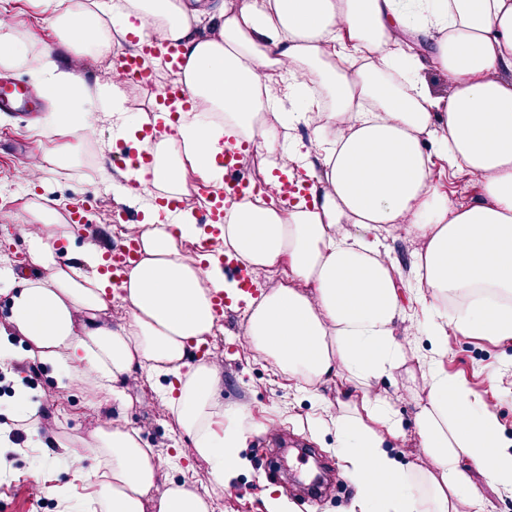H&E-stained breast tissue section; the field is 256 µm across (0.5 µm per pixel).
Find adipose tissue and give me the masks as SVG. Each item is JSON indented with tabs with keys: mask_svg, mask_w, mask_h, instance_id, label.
Masks as SVG:
<instances>
[{
	"mask_svg": "<svg viewBox=\"0 0 512 512\" xmlns=\"http://www.w3.org/2000/svg\"><path fill=\"white\" fill-rule=\"evenodd\" d=\"M42 5L51 27L85 33L98 55L109 54L113 37H97L95 19L71 0ZM203 15L214 21L211 32L195 28ZM112 29L113 36L178 42L184 65L175 81L197 113L154 145L153 169L136 176L142 192L187 198L189 175L220 178L216 160L228 136L261 160L280 154L310 171L285 135L296 122L310 130L323 170L308 198L283 211L255 196L232 212L223 237L256 271L283 262L290 269L292 284L252 307L245 340L284 375L333 380L349 396L350 413L333 424L357 487L351 512H487L472 475L512 486V440L501 438L497 417L440 364L426 366V397L415 415L426 466L403 467L383 447L378 428L395 436L398 422L370 382L400 364L402 309L391 259L350 227L406 224L426 239L415 273L432 300L427 331L436 349L452 328L512 340V0H113ZM424 41L431 45L425 58L418 52ZM427 65L447 74L451 95L433 94L422 75ZM42 72L46 96L61 99L70 88L110 97L113 111L123 110L120 75L89 88L48 55ZM286 99L298 112L279 114ZM97 121L91 110L56 112L45 131L80 145L95 138ZM433 148L476 179L478 197L461 204L440 191ZM34 211L36 220L16 230L29 263L51 277L0 270L11 293L10 326L30 342L28 357L59 384L86 381L92 399L120 405L119 386L134 371L168 376L164 405L223 487L239 465L246 414L214 398L220 360L189 362L188 349L214 328L212 294L238 295L237 283L185 255L168 217L155 211L129 225L142 258L111 285L96 243L72 250L59 212L43 204ZM298 280L306 290L295 288ZM116 297L127 307L125 321L99 322ZM91 455L98 460L91 499L103 512H210L206 497L184 484L154 495L159 456L136 431L103 427L97 446L70 451L66 465L83 474ZM421 476L430 488L419 496Z\"/></svg>",
	"mask_w": 512,
	"mask_h": 512,
	"instance_id": "obj_1",
	"label": "adipose tissue"
}]
</instances>
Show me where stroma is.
Masks as SVG:
<instances>
[{
  "label": "stroma",
  "mask_w": 512,
  "mask_h": 512,
  "mask_svg": "<svg viewBox=\"0 0 512 512\" xmlns=\"http://www.w3.org/2000/svg\"><path fill=\"white\" fill-rule=\"evenodd\" d=\"M8 8L16 36L28 45L31 62L15 69H0V79L22 81L33 95L28 111L0 112V268L18 269L26 261V246L11 226L26 217L28 206L36 198H44L64 214L77 202H87L85 225L73 230L72 246L76 249L98 232L120 242L116 211L141 220L158 205V198L128 188L120 161L129 130H142L152 121L158 94L170 84L172 76L162 66L154 71L153 87L126 85L125 101L132 106L127 113L128 130L118 129L110 113H101L97 136L85 143L68 164H61L65 137H46L39 127L57 106L79 112L86 104L67 100L59 105L37 97L41 73L35 59L48 50L57 49L67 56L72 50L64 35L43 23L38 0H9ZM34 157L41 158L46 169L44 182L38 187L31 186L25 177ZM374 236L380 251L397 269L399 300L406 312L405 319L397 323V333L414 340L397 370L371 382L372 390L391 404L401 425L399 436L383 434V446L407 466L423 458L411 394L420 391L421 365L433 356L420 300L422 291L416 286L414 270L425 241L403 224L386 225ZM248 315L247 306H233L218 320L213 335L205 339L222 358L223 375L216 398L223 407L242 408L247 414L249 433L237 451L241 464L228 478L226 488L214 487L208 465L194 453L191 436L174 414L160 408L167 378L134 372L123 384L131 405L121 410L113 402L92 403L82 384L59 388L50 369L42 367L33 374L16 368L10 375L0 374V424L9 423L13 413L15 383L31 388L34 399L44 401L49 410L40 434L53 461L40 464L39 452L27 448L12 452L0 471V512H63L58 499L50 495V488H60L75 498L83 495L84 488L59 462V455L64 449L94 443L99 428L108 423L137 429L143 447L157 451L162 464L157 492H164L174 483H192L199 492L209 493L210 512H270L275 499L282 500L286 512H350L356 488L346 475L336 433L329 427L332 415L341 410L342 395L335 382L313 388L276 373L269 358L244 343ZM446 349L442 367L466 382L474 398L497 416L503 437L511 440L512 340L498 341L452 330ZM278 440L303 441L331 460L338 483L322 501L312 506L299 503L281 483L269 459Z\"/></svg>",
  "instance_id": "1"
}]
</instances>
